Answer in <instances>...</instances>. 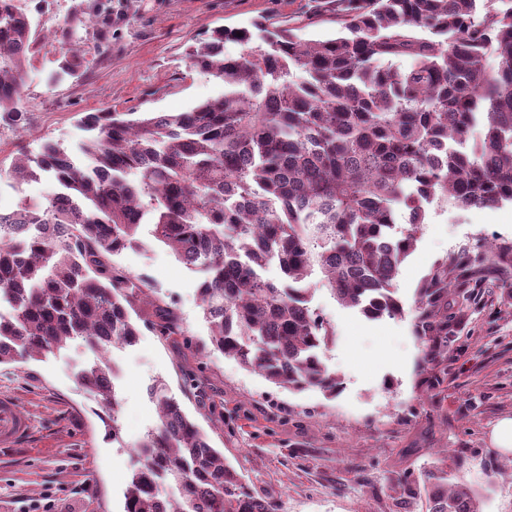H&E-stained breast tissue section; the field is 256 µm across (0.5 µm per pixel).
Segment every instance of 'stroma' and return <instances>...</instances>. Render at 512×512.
I'll return each mask as SVG.
<instances>
[{
  "label": "stroma",
  "mask_w": 512,
  "mask_h": 512,
  "mask_svg": "<svg viewBox=\"0 0 512 512\" xmlns=\"http://www.w3.org/2000/svg\"><path fill=\"white\" fill-rule=\"evenodd\" d=\"M82 0H19L39 21L42 40L27 63L22 109L26 130L0 125V209L46 200L47 176L8 175L21 152L45 141L76 152L87 112H186L221 97L223 82L190 68L187 49L216 27L252 29L262 18L303 19L300 35H335L333 17L312 22L316 0H112L79 27L72 74L54 79L63 59L60 29ZM141 225L137 246L113 256L175 312L176 332L140 302L141 335L115 351L120 401L109 414L78 384L95 353L83 342L39 360L0 365V395L14 397L34 425L18 445L0 447V512H122L123 491L138 462L135 448L158 422L149 387L165 382L213 448L272 498L277 512H429L426 471L440 467L468 486L481 512H512V456L492 447L498 419L512 416V205L429 210L396 283L405 315L371 322L341 306L313 278V306L336 337L322 359L342 387L291 393L224 357L211 344L198 287L203 273L178 261ZM505 256L495 274L449 295L448 360L432 366L414 333V290L444 256ZM121 427L119 440L108 434Z\"/></svg>",
  "instance_id": "obj_1"
}]
</instances>
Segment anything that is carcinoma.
<instances>
[{"label": "carcinoma", "mask_w": 512, "mask_h": 512, "mask_svg": "<svg viewBox=\"0 0 512 512\" xmlns=\"http://www.w3.org/2000/svg\"><path fill=\"white\" fill-rule=\"evenodd\" d=\"M336 23L343 34L318 41L296 26L218 27L188 58L224 83L222 97L189 112L88 113L84 164H65L51 140L14 157L13 179L40 171L67 202L0 211L10 233L0 239V301L12 308L0 316V365L81 340L100 357L79 385L116 410L108 354L137 342L131 311L151 295L112 256L150 224L179 261L204 268L198 293L215 350L281 388L336 396L340 378L321 358L333 331L307 281L321 275L369 321L402 317L395 281L430 207L512 203V0H337ZM36 39L15 0H0V122L20 130ZM227 41L239 56L224 54ZM498 255L488 250L474 276ZM272 261L280 287L260 274ZM450 264L437 261L415 295V335L435 366L448 358ZM150 395L158 423L139 444L147 460L123 512H275L165 383ZM425 489L431 512H480L440 468Z\"/></svg>", "instance_id": "cac0c4a2"}]
</instances>
